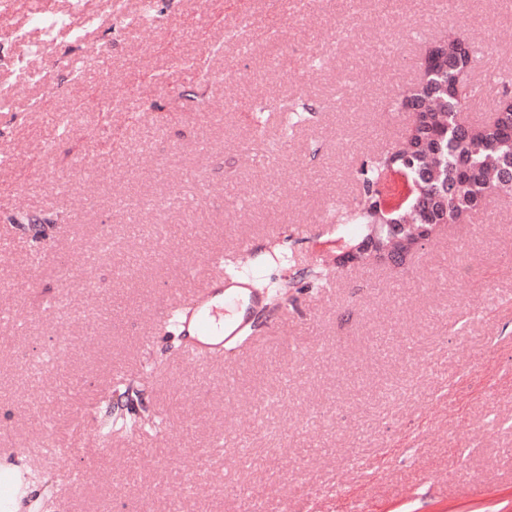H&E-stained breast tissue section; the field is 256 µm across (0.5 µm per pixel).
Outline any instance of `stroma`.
<instances>
[{"label":"stroma","mask_w":512,"mask_h":512,"mask_svg":"<svg viewBox=\"0 0 512 512\" xmlns=\"http://www.w3.org/2000/svg\"><path fill=\"white\" fill-rule=\"evenodd\" d=\"M350 2L160 0L143 24V0L121 19L110 0L0 5L23 61L0 69V430L56 449L51 489H29L46 512H512V196L399 267L337 266L328 235L331 205L362 200L361 160L401 138L386 105L424 42L465 32L468 115L496 106L512 0H361L328 56ZM284 100L309 108L289 130ZM238 235L293 253L263 268L287 286L268 303L287 331L243 362H184L170 335L143 351L166 297ZM63 334L60 363L27 378ZM124 368L163 426L104 447L82 420Z\"/></svg>","instance_id":"1"}]
</instances>
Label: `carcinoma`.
Returning <instances> with one entry per match:
<instances>
[{
    "label": "carcinoma",
    "instance_id": "cac0c4a2",
    "mask_svg": "<svg viewBox=\"0 0 512 512\" xmlns=\"http://www.w3.org/2000/svg\"><path fill=\"white\" fill-rule=\"evenodd\" d=\"M449 40L427 43L418 62L419 75L390 103V111L428 113L411 121L405 146H393L362 160L358 175L365 199L337 219L356 224L361 232L346 242L354 249L368 240L381 245L392 237H407L412 229L434 230L442 224H462L494 195L512 196V182L501 180L500 157L512 151L511 80L494 111L471 123L464 117L469 98L477 92L465 63L476 58L474 46L463 56L450 54ZM255 269L243 259L224 262V273L238 276ZM102 435L133 433L156 424L150 417H98Z\"/></svg>",
    "mask_w": 512,
    "mask_h": 512
}]
</instances>
